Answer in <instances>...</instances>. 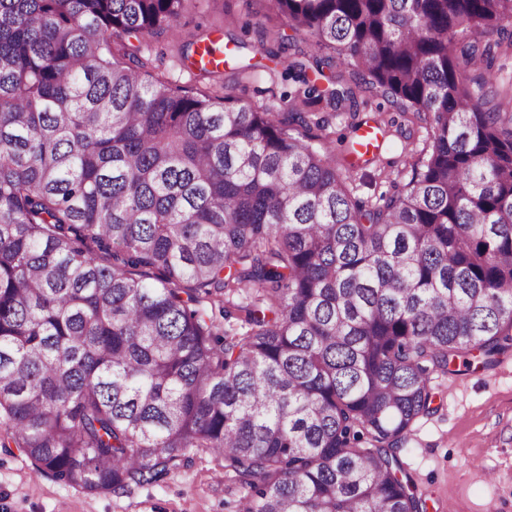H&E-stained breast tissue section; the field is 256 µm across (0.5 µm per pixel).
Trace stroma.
Here are the masks:
<instances>
[{"label":"stroma","instance_id":"stroma-1","mask_svg":"<svg viewBox=\"0 0 512 512\" xmlns=\"http://www.w3.org/2000/svg\"><path fill=\"white\" fill-rule=\"evenodd\" d=\"M219 39L231 56L224 66V92L243 103L277 112H303L294 135L336 157L351 196L366 205L400 190L411 166L427 152L426 114L402 111L379 92L358 93L355 101H303V85L285 63H312L307 37L286 27L266 0H198L178 19L176 34L148 39L142 57L146 78L198 93L206 84L181 63L174 40ZM284 64L265 69L268 52ZM379 127V152L349 168L350 142L362 127ZM433 411L413 426L400 458L412 475L427 512L449 502L453 512H512V352L490 368L472 366L459 376L435 375ZM241 492L206 453L158 483L125 492L91 494L38 474L17 448L0 447V512H238Z\"/></svg>","mask_w":512,"mask_h":512}]
</instances>
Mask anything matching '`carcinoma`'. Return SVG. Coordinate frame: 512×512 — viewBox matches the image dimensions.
Here are the masks:
<instances>
[{"mask_svg": "<svg viewBox=\"0 0 512 512\" xmlns=\"http://www.w3.org/2000/svg\"><path fill=\"white\" fill-rule=\"evenodd\" d=\"M194 2L0 0V447L89 493L209 451L239 512H425L397 451L432 374L512 349V0H268L316 65L428 114L370 208L200 48L209 95L145 79L127 39ZM493 72L495 74L496 87L498 97L495 102H500L504 110H511L512 107V52L504 54L497 52L494 63Z\"/></svg>", "mask_w": 512, "mask_h": 512, "instance_id": "obj_1", "label": "carcinoma"}]
</instances>
